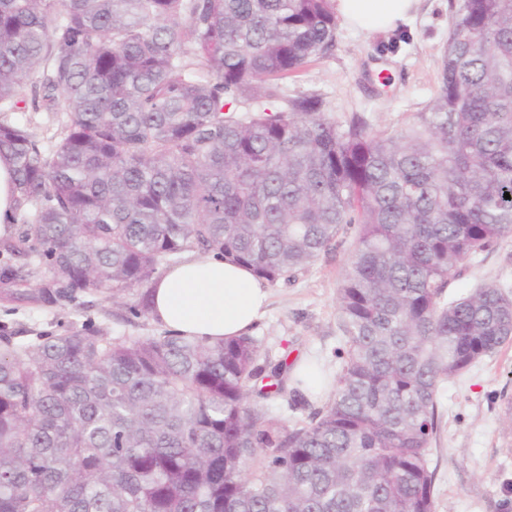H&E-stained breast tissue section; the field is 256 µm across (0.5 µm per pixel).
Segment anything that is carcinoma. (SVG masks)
Returning <instances> with one entry per match:
<instances>
[{
	"mask_svg": "<svg viewBox=\"0 0 512 512\" xmlns=\"http://www.w3.org/2000/svg\"><path fill=\"white\" fill-rule=\"evenodd\" d=\"M453 8L434 103L371 134L282 85L335 46L332 0H0V112L30 86L60 126L0 121L1 285L133 289L138 317L185 251L274 285L352 242L331 396L291 425L250 335L1 328L0 512H434L441 387L512 340L499 285L446 297L512 233V0ZM14 209L13 165L8 156L0 155V237L10 234Z\"/></svg>",
	"mask_w": 512,
	"mask_h": 512,
	"instance_id": "cac0c4a2",
	"label": "carcinoma"
}]
</instances>
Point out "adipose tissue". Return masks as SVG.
Here are the masks:
<instances>
[{"instance_id":"ef3b65f1","label":"adipose tissue","mask_w":512,"mask_h":512,"mask_svg":"<svg viewBox=\"0 0 512 512\" xmlns=\"http://www.w3.org/2000/svg\"><path fill=\"white\" fill-rule=\"evenodd\" d=\"M420 0H334L345 22L388 32L408 20ZM152 315L169 331L216 341L248 334L269 301L265 282L250 269L214 255L189 257L155 281Z\"/></svg>"}]
</instances>
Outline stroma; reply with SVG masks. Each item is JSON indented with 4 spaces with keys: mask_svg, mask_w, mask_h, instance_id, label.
<instances>
[{
    "mask_svg": "<svg viewBox=\"0 0 512 512\" xmlns=\"http://www.w3.org/2000/svg\"><path fill=\"white\" fill-rule=\"evenodd\" d=\"M450 21V0H420L413 19L392 32L370 33L339 22L333 50L284 86L292 97L320 95L340 122L358 115L371 132L405 126L427 111L438 93ZM348 257L345 248L320 256L295 281L270 286L266 312L252 330L262 352L291 367L311 361L335 375L342 339L337 296ZM483 282L512 293V234L466 263L447 295L459 297ZM87 322L109 336L163 330L151 316L129 315L124 300L107 292L39 307L0 288V325L24 335L76 332ZM510 401L512 342L444 385L430 455L435 512H512V426L505 419Z\"/></svg>",
    "mask_w": 512,
    "mask_h": 512,
    "instance_id": "35a3bbf8",
    "label": "stroma"
}]
</instances>
